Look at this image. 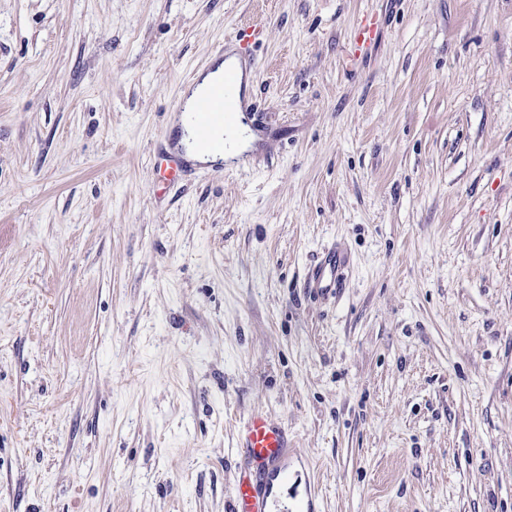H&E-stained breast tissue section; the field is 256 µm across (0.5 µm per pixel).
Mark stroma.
<instances>
[{"label":"stroma","mask_w":512,"mask_h":512,"mask_svg":"<svg viewBox=\"0 0 512 512\" xmlns=\"http://www.w3.org/2000/svg\"><path fill=\"white\" fill-rule=\"evenodd\" d=\"M255 408L315 512H512V0H0V512H231ZM378 33V20L374 17H364L355 27L352 40L355 54L360 56L365 52ZM226 68H234L241 83L242 70L233 57L216 64L206 74H200L196 86L191 91L190 100L198 99L214 83L224 77ZM236 71L229 72L224 81L214 86L210 92L191 110V121L198 132L202 145L217 153H224V160L235 157L248 145L247 127L239 112H233L228 124L227 148L224 152V112H230V104L237 98ZM348 262L341 251H329L324 259L315 265L307 279V288L323 297L336 294L345 287Z\"/></svg>","instance_id":"stroma-1"}]
</instances>
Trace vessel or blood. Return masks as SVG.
Returning a JSON list of instances; mask_svg holds the SVG:
<instances>
[{
  "instance_id": "b4317fda",
  "label": "vessel or blood",
  "mask_w": 512,
  "mask_h": 512,
  "mask_svg": "<svg viewBox=\"0 0 512 512\" xmlns=\"http://www.w3.org/2000/svg\"><path fill=\"white\" fill-rule=\"evenodd\" d=\"M377 33V18L364 17L352 34L355 53H364ZM236 97L237 77L231 72L192 110L200 143L214 152L224 150V114ZM347 268L341 251H329L311 269L307 286L324 297L340 292ZM237 446L241 461L230 493L232 512H313V499L303 494L302 477L292 468L288 432L281 423L264 410L251 411L239 424Z\"/></svg>"
}]
</instances>
